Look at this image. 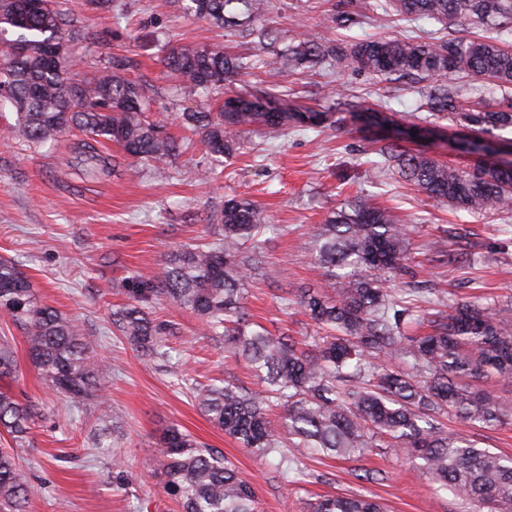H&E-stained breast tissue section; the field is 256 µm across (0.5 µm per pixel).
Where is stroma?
Masks as SVG:
<instances>
[{"label":"stroma","mask_w":512,"mask_h":512,"mask_svg":"<svg viewBox=\"0 0 512 512\" xmlns=\"http://www.w3.org/2000/svg\"><path fill=\"white\" fill-rule=\"evenodd\" d=\"M58 2L76 21L78 74L89 76L108 62L132 59L129 78L154 97L151 119L181 141L182 151L135 176L119 147L105 143L99 150L109 159L108 171L87 177L76 159L83 139L79 131L63 133L50 148L34 146L19 134L0 138V258L20 265L45 304L77 320L92 342L112 407L110 417L102 419L95 402L76 407L49 390L30 360L22 330L0 314V340L9 341L18 361L8 386L40 411L21 459L30 480L42 488L28 512H180L162 490L160 461L144 453L172 426L223 452L253 485L262 512H306L310 500L326 495H364L389 512H467L464 501L439 489L393 448L350 458L309 456L289 466L275 457H256L225 436L196 404V388L213 380L252 390L258 381L242 359L205 336L193 313L164 300L148 306L152 319L177 328L168 358L151 362L112 325L113 310L127 301L129 279L156 270L181 246L211 241L212 215L234 193L250 196L267 217L258 235L264 269L246 285L245 311L271 333L315 335L313 322L300 310L282 311L280 299L322 282L313 235L330 210L360 196L415 227L408 268L389 283L393 292H422L443 311L476 296L491 308L512 300V212L460 211L419 192L397 173L381 169L370 144L376 127L349 118L378 97L391 108L396 126L421 127L416 83L382 81L356 68L286 70L288 103L304 105L323 86L333 88L321 105L333 112L335 126L321 133L248 132L242 152L210 175L200 136L175 120L199 100L166 72L161 45L168 40L218 45L268 61L272 53L187 14L180 0L164 10L156 8V0H112L105 9L93 0ZM335 2L271 0L266 23L296 43L315 30ZM436 240L448 250L464 249L469 264L442 263L432 248ZM443 423L478 447L512 456V419L494 427L454 416ZM116 456L132 473L122 487L112 483Z\"/></svg>","instance_id":"obj_1"}]
</instances>
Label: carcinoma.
I'll list each match as a JSON object with an SVG mask.
<instances>
[{"label": "carcinoma", "instance_id": "carcinoma-1", "mask_svg": "<svg viewBox=\"0 0 512 512\" xmlns=\"http://www.w3.org/2000/svg\"><path fill=\"white\" fill-rule=\"evenodd\" d=\"M27 11V0H0V86L10 97L0 106L16 112L17 130L36 146L78 129L90 136L83 154L96 172V145L119 146L136 166L163 162L176 154L177 139L148 119L152 98L126 76L133 63L117 61L90 78L77 80L72 69V20L56 0ZM351 0L325 11L327 29L359 23ZM378 8L410 22L468 28L457 38L423 36L348 41L316 33L278 54L295 67L331 62L358 67L379 79L408 76L427 82L419 110L425 118L449 119L468 129L463 148L483 150V134L512 130V0H383ZM187 9L241 37L254 34L276 43L267 28L268 0H190ZM64 43L63 56L48 48ZM166 71L210 100L223 98L217 112H180L183 127L199 134L215 158L229 159L243 148L242 133L258 126L272 133L291 125L321 131L328 113L301 106L281 112L272 106L279 71L268 70L269 92L242 97L233 84L254 62L218 47L166 46ZM378 155L394 164L418 191L459 210L487 207L512 211V161L461 169L397 141ZM215 238L171 253L151 275H137L126 289L128 301L113 312V323L149 361L166 357L173 326L151 319L145 308L166 299L195 313L205 335L224 341L260 380L246 390L224 380L196 390L197 405L224 435L260 458L273 454L294 460L297 452L327 457L361 456L372 448H397L434 483L451 489L475 512H512V458L477 447L476 441L448 433L436 415L453 413L482 427L512 414V406L475 384L483 377L512 378V306L493 311L474 302L437 312L431 332L409 336L405 327L417 307L386 288L409 259L411 227L386 208L358 197L330 212L315 234L314 258L326 269V283L306 288L295 300L281 298L283 310L296 305L321 335L297 342L286 335L254 329L244 312V282L262 268L256 239L263 211L244 195L224 200ZM0 313L20 327L28 354L44 383L76 404L89 399L108 410L105 381L97 374L90 341L79 324L39 302L29 277L8 259L0 260ZM16 369L14 351L0 344V378ZM279 401L285 414L269 419ZM38 418L37 409L13 392L0 390V431L11 441L0 450V512H26L41 488L32 484L19 460ZM289 453H284L283 437ZM163 459L164 493L182 512H259L254 488L223 455L203 448L172 427L146 449ZM309 512H386L364 497L327 496Z\"/></svg>", "mask_w": 512, "mask_h": 512}]
</instances>
